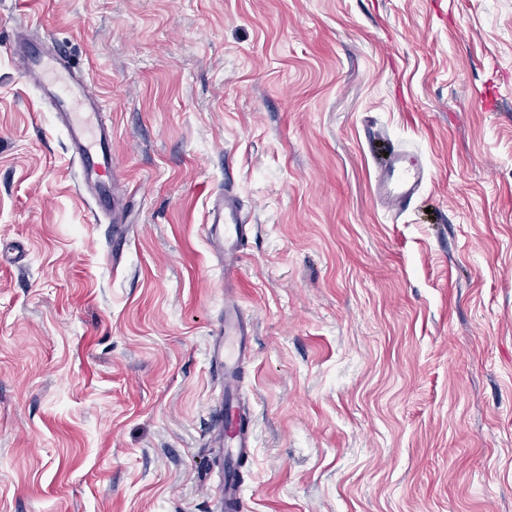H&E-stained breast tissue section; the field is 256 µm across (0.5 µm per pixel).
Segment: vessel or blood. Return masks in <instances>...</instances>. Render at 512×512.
Listing matches in <instances>:
<instances>
[{"instance_id":"vessel-or-blood-1","label":"vessel or blood","mask_w":512,"mask_h":512,"mask_svg":"<svg viewBox=\"0 0 512 512\" xmlns=\"http://www.w3.org/2000/svg\"><path fill=\"white\" fill-rule=\"evenodd\" d=\"M20 71L33 80L63 128L79 171L80 187L93 204V216L112 226L113 247L123 246L124 226L117 216L125 198L114 174L112 123L107 102L90 88L86 74L60 50L17 33L8 45ZM425 180V167L415 153L392 154L383 168L376 192L390 207L405 208ZM253 226L231 194L216 198L207 210L205 236L224 273V319L209 344L210 361L224 371V404L217 415L214 441L224 451V512H242L241 462L253 454L256 417L253 407L238 396L240 371L252 358V320L243 311L235 283L239 263Z\"/></svg>"}]
</instances>
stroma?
Listing matches in <instances>:
<instances>
[{
	"label": "stroma",
	"mask_w": 512,
	"mask_h": 512,
	"mask_svg": "<svg viewBox=\"0 0 512 512\" xmlns=\"http://www.w3.org/2000/svg\"><path fill=\"white\" fill-rule=\"evenodd\" d=\"M21 24L110 103L129 232L0 50V512H217L229 173L246 512H512V0H0ZM425 180L422 159L414 152L402 150L392 154L389 163L382 169L376 184V193L383 197L391 208H405L419 191ZM254 224L237 200L224 187L207 210L205 237L215 250L224 271V319L209 344L210 361L224 370V405L219 409L214 442L224 451V511L242 512V484L238 476L241 462L253 454L256 444V417L247 400L236 396L240 369L252 358V319L243 311L235 291L239 263Z\"/></svg>",
	"instance_id": "1"
}]
</instances>
